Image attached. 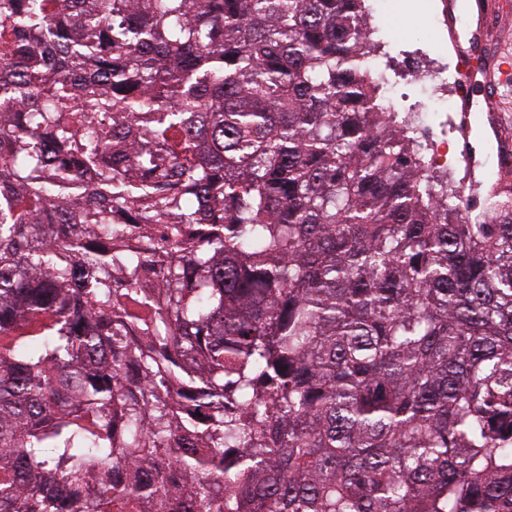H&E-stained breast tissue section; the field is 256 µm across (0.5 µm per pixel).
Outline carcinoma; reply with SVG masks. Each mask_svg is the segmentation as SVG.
<instances>
[{
	"instance_id": "obj_1",
	"label": "carcinoma",
	"mask_w": 512,
	"mask_h": 512,
	"mask_svg": "<svg viewBox=\"0 0 512 512\" xmlns=\"http://www.w3.org/2000/svg\"><path fill=\"white\" fill-rule=\"evenodd\" d=\"M365 2L0 0V512H512V198Z\"/></svg>"
}]
</instances>
